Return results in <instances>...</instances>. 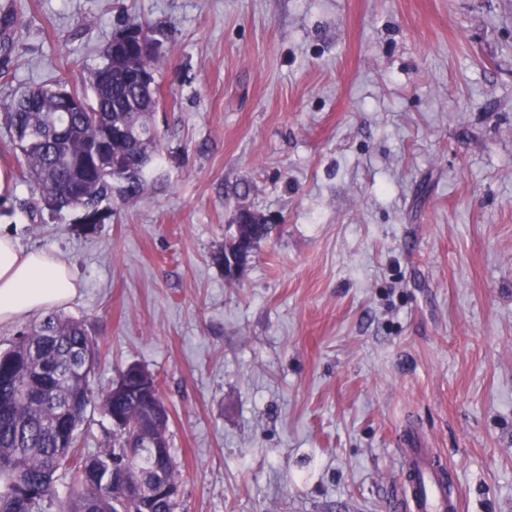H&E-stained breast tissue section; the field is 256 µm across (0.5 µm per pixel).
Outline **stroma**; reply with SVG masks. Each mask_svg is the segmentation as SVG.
<instances>
[{
	"label": "stroma",
	"mask_w": 512,
	"mask_h": 512,
	"mask_svg": "<svg viewBox=\"0 0 512 512\" xmlns=\"http://www.w3.org/2000/svg\"><path fill=\"white\" fill-rule=\"evenodd\" d=\"M16 90L88 91L123 21L160 22V150L84 233L32 219L0 116V225L81 282L90 377L156 376L177 512H392L422 434L460 512H512V0H0ZM274 228L227 280L239 208ZM115 429L90 406L80 453Z\"/></svg>",
	"instance_id": "1"
}]
</instances>
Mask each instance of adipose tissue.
<instances>
[{
    "label": "adipose tissue",
    "mask_w": 512,
    "mask_h": 512,
    "mask_svg": "<svg viewBox=\"0 0 512 512\" xmlns=\"http://www.w3.org/2000/svg\"><path fill=\"white\" fill-rule=\"evenodd\" d=\"M80 286L66 256L21 250L11 233L0 229V326L70 302Z\"/></svg>",
    "instance_id": "obj_1"
}]
</instances>
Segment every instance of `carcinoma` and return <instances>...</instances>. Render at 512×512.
I'll return each mask as SVG.
<instances>
[{
  "label": "carcinoma",
  "mask_w": 512,
  "mask_h": 512,
  "mask_svg": "<svg viewBox=\"0 0 512 512\" xmlns=\"http://www.w3.org/2000/svg\"><path fill=\"white\" fill-rule=\"evenodd\" d=\"M17 19L0 20V50L13 44L10 30ZM130 33L127 45L109 43L104 63L90 78L91 95L71 91L81 106L60 110V79L52 85L23 91L3 105L16 132L26 173L51 212H100L116 192L125 199L139 196L157 152L158 136L151 116L160 100L155 52H142L141 42L162 43L164 26L128 22L119 33ZM271 231L268 224H241L239 235L258 245ZM99 362V344L83 321L52 313L22 333L0 352V512H42L57 473L72 476L74 489L65 512H118L112 469L124 468L130 484L150 481L159 469L166 481L181 485L182 474L170 448L168 425L151 430L166 452L135 464L124 461V433L93 456L75 451L76 430L87 408L98 402L105 415L134 429L146 424L151 406L163 400L160 387L140 392L130 364L119 377L129 380L126 393L96 392L88 375L71 371L85 357Z\"/></svg>",
  "instance_id": "1"
}]
</instances>
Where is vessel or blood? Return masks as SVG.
<instances>
[{
	"label": "vessel or blood",
	"mask_w": 512,
	"mask_h": 512,
	"mask_svg": "<svg viewBox=\"0 0 512 512\" xmlns=\"http://www.w3.org/2000/svg\"><path fill=\"white\" fill-rule=\"evenodd\" d=\"M404 444L399 506L406 512H458V500L448 493L439 454L416 437L406 438Z\"/></svg>",
	"instance_id": "1"
}]
</instances>
